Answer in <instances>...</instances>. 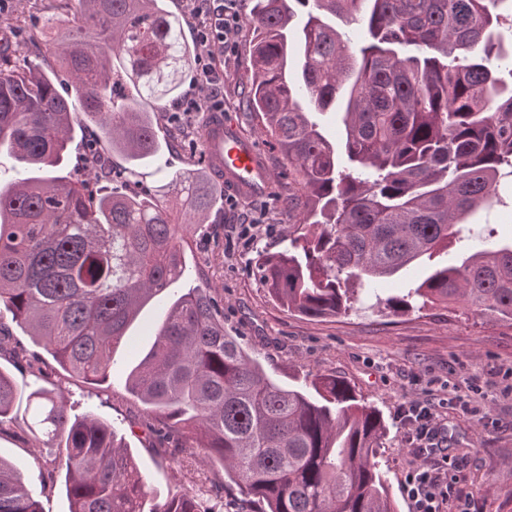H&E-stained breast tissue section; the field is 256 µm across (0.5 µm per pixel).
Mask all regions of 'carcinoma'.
<instances>
[{
  "label": "carcinoma",
  "instance_id": "obj_1",
  "mask_svg": "<svg viewBox=\"0 0 512 512\" xmlns=\"http://www.w3.org/2000/svg\"><path fill=\"white\" fill-rule=\"evenodd\" d=\"M247 107L288 159L305 198L304 231L261 257L256 275L290 312L327 318L445 250L467 218L501 202L512 178V49L499 37L512 0H252ZM356 22V47L333 20ZM163 0H77L64 38L0 53V310L64 370L106 380L140 309L190 276L184 225L161 199L176 194L191 223L215 199L192 170L156 192L92 193L56 168L74 117L94 119L132 165L162 144L144 102L170 101L195 47ZM72 77L61 95L48 58ZM342 114L341 149L311 119ZM397 311L462 304L512 322V234L461 263L428 270L384 299ZM128 390L160 421L171 454L220 467L239 496L225 512H397L376 448L385 421L332 374L311 384L272 378L224 331L204 288L171 302ZM35 440L56 448L69 512H218L199 497L148 498L113 427L70 416L63 395L0 371V432L17 401ZM0 512H41L21 472L0 459Z\"/></svg>",
  "mask_w": 512,
  "mask_h": 512
}]
</instances>
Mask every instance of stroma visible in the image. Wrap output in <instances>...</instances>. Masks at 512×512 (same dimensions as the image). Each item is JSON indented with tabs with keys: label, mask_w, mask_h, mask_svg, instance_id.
<instances>
[{
	"label": "stroma",
	"mask_w": 512,
	"mask_h": 512,
	"mask_svg": "<svg viewBox=\"0 0 512 512\" xmlns=\"http://www.w3.org/2000/svg\"><path fill=\"white\" fill-rule=\"evenodd\" d=\"M69 14L67 0H8L0 8V29L10 28L14 43L32 49L53 38L42 26L45 16ZM251 39V30L243 29L238 55L224 69V113L259 140L261 119L242 100L251 76ZM153 117L167 146L140 166L138 177L126 186L130 192H150L157 184V169L199 167L206 112L175 122L165 105L154 107ZM265 155L274 177L271 193L238 201L233 209L213 208L206 224L186 235L184 255L197 269L187 287L211 288L224 311L225 331L257 355L268 372L283 379L293 374H336L380 410L386 432L377 459L398 512H410L401 487L409 454L396 418L398 405L406 400L437 403L452 395L454 385H462L481 414L442 410L448 454L459 464L462 485L473 494L476 512H512V323L461 307L395 312L363 295L353 311L335 318L311 319L280 307L255 275L254 259L262 251L288 248L301 213L295 203L299 186L279 150L266 148ZM245 218L256 223V239L248 246L237 236ZM166 309L158 302L142 309L128 330L126 346L113 356L110 380L102 385L85 383L56 365L43 380H36V344L12 322L10 313L0 314L6 333L0 341V369L17 383L39 381L63 393L71 417L91 412L112 425L133 453L150 494L198 496L218 481L225 494H233L236 488L225 481L223 472L198 458L186 454L167 459L156 435L159 422L127 390L126 377L152 346ZM0 458L22 471L27 486L38 493L43 512H69L61 486L41 487L46 470L55 466L50 448L37 445L15 425L0 435Z\"/></svg>",
	"instance_id": "obj_1"
}]
</instances>
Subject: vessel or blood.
I'll use <instances>...</instances> for the list:
<instances>
[{
	"mask_svg": "<svg viewBox=\"0 0 512 512\" xmlns=\"http://www.w3.org/2000/svg\"><path fill=\"white\" fill-rule=\"evenodd\" d=\"M203 149L204 162L223 182L225 193L252 198L270 192L273 177L261 146L223 113L208 114Z\"/></svg>",
	"mask_w": 512,
	"mask_h": 512,
	"instance_id": "vessel-or-blood-1",
	"label": "vessel or blood"
}]
</instances>
